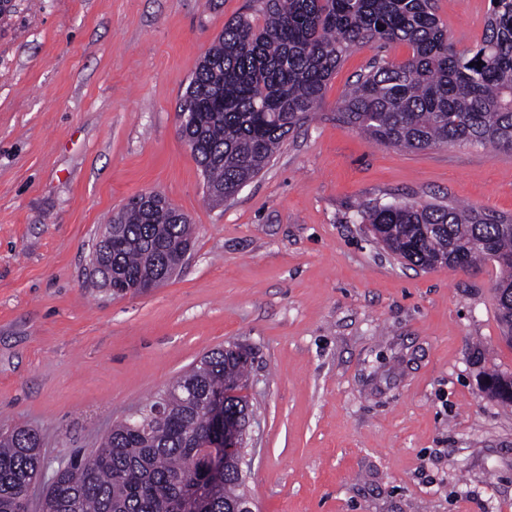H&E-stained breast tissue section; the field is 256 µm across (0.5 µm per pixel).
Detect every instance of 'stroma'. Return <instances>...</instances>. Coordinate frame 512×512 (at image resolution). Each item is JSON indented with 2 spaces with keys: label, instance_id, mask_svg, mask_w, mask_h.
Listing matches in <instances>:
<instances>
[{
  "label": "stroma",
  "instance_id": "stroma-1",
  "mask_svg": "<svg viewBox=\"0 0 512 512\" xmlns=\"http://www.w3.org/2000/svg\"><path fill=\"white\" fill-rule=\"evenodd\" d=\"M250 0H14L0 18V423L34 430L47 473L202 355L239 345L256 512H512V374L498 268L411 267L357 211L430 202L512 214V151H409L336 116L374 57L353 49L314 118L233 198L210 202L179 133L203 53ZM457 50L489 0H437ZM157 192L189 216L179 271L112 296L92 253ZM485 389L492 399L502 404H512V375L507 373L495 374L489 377Z\"/></svg>",
  "mask_w": 512,
  "mask_h": 512
}]
</instances>
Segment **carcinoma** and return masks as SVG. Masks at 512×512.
<instances>
[{"label":"carcinoma","mask_w":512,"mask_h":512,"mask_svg":"<svg viewBox=\"0 0 512 512\" xmlns=\"http://www.w3.org/2000/svg\"><path fill=\"white\" fill-rule=\"evenodd\" d=\"M259 14L224 24L197 65L180 124L206 181L208 198L235 196L270 163L283 140L323 102L344 57L367 44H402L399 62L375 58L336 106L337 118L387 146L424 150L480 144L512 149V0H490L484 30L468 54L448 39L435 0H255ZM481 62V67L470 63ZM361 222L407 264L422 270L492 260L503 335L512 341V217L473 207L404 202L362 206ZM112 247L96 262L112 270V295L142 290L150 272L181 263L194 231L188 216L157 193L139 194L112 215ZM249 354L207 352L156 398L105 435L70 454L42 512H237L245 477L202 456L212 443L206 403L242 388ZM487 393L512 404V375L495 374ZM30 429L0 428V512H24V491L43 467Z\"/></svg>","instance_id":"carcinoma-1"}]
</instances>
